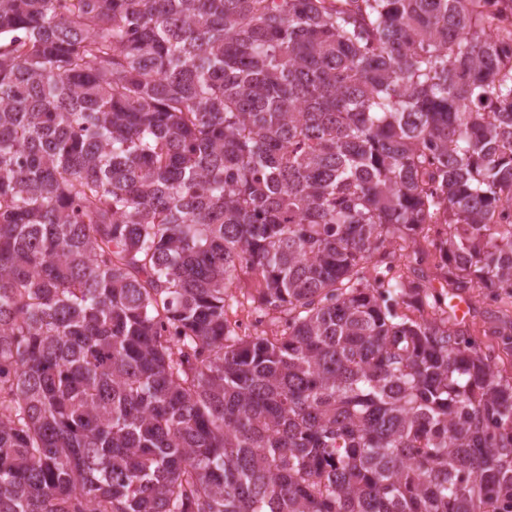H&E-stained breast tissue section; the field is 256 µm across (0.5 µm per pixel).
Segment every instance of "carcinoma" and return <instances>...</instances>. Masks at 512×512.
Listing matches in <instances>:
<instances>
[{"instance_id": "1", "label": "carcinoma", "mask_w": 512, "mask_h": 512, "mask_svg": "<svg viewBox=\"0 0 512 512\" xmlns=\"http://www.w3.org/2000/svg\"><path fill=\"white\" fill-rule=\"evenodd\" d=\"M509 214L512 0H0V512H512ZM239 278L240 280H236L231 289L239 295L243 304L239 305L237 308H226V318L232 325H234V322H237V324L241 321L245 322L246 317L252 314V309L249 304H247L246 298L251 295H257L256 290L262 280L261 275L255 271H248L247 273L239 272ZM235 286L239 288H235ZM241 293L245 294V298L241 296ZM468 307L465 312V321L469 324L471 330H475L477 337L487 341L492 336H482V330L489 326V322L494 321L498 325L508 322L512 319L511 301H503L497 305L490 298L472 297L466 301Z\"/></svg>"}]
</instances>
